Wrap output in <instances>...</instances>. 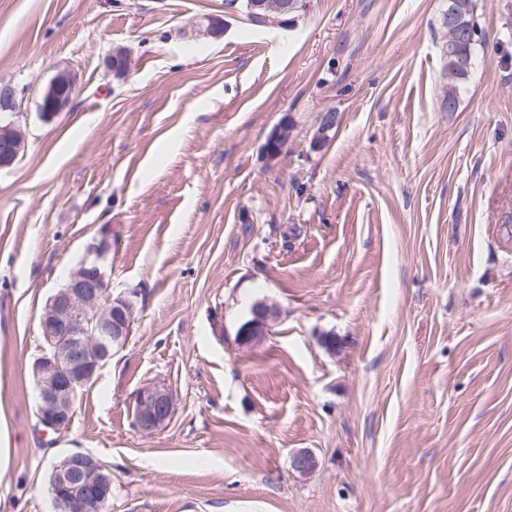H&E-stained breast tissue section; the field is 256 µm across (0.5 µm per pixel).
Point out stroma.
Instances as JSON below:
<instances>
[{
    "mask_svg": "<svg viewBox=\"0 0 512 512\" xmlns=\"http://www.w3.org/2000/svg\"><path fill=\"white\" fill-rule=\"evenodd\" d=\"M475 3L486 43L447 112L443 0H309L280 27L226 0H0L27 138L0 171V512H52L71 452L111 468L109 512H512V0ZM62 69L77 94L47 122ZM106 236L139 319L47 431L40 314ZM262 300L271 333L238 344ZM152 382L177 405L145 436ZM66 87V92L60 93L61 87ZM77 91L74 77L65 70H59L43 88L39 114L45 121H50L58 112L66 109L73 100ZM291 127L288 122H281L273 128L268 136L265 150L266 153L275 157L278 156L291 138ZM138 404L137 429L144 435H152L172 419L176 399L173 391L160 383L141 386L135 394Z\"/></svg>",
    "mask_w": 512,
    "mask_h": 512,
    "instance_id": "1",
    "label": "stroma"
}]
</instances>
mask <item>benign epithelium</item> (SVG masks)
Listing matches in <instances>:
<instances>
[{"label": "benign epithelium", "mask_w": 512, "mask_h": 512, "mask_svg": "<svg viewBox=\"0 0 512 512\" xmlns=\"http://www.w3.org/2000/svg\"><path fill=\"white\" fill-rule=\"evenodd\" d=\"M248 10L266 22L286 25L299 10L296 0H281L269 12L267 0H248ZM77 91L74 77L59 70L43 88L39 114L45 121L66 109ZM20 111L18 89L0 82V170L11 168L25 151L26 137L10 116ZM291 138V127L281 122L268 136L266 153L275 157ZM110 243L102 240L73 267L63 287L48 299L40 317L45 353L32 365L37 395L38 417L45 428L58 431L72 418L80 389L91 384L102 362L123 349L137 321L135 291L116 295L109 292L105 262ZM267 318H252L239 329V341L258 344L270 331ZM138 404L137 429L152 435L172 419L176 399L173 391L160 383L141 386L135 394ZM292 470L309 474L316 459L309 451L290 456ZM112 494V474L93 455L75 452L65 456L52 477L54 512H105Z\"/></svg>", "instance_id": "1"}]
</instances>
